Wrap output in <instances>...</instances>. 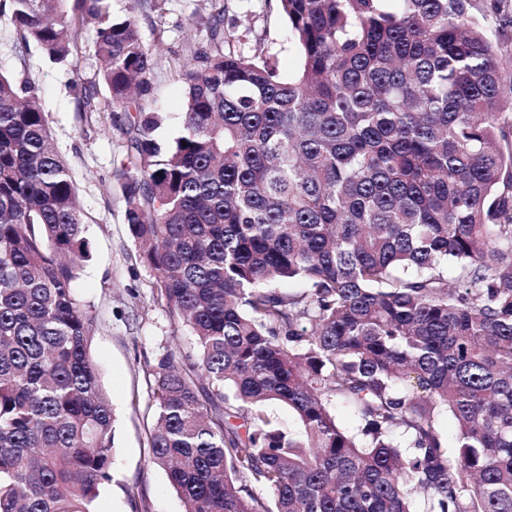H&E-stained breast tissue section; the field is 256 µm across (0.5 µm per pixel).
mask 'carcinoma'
<instances>
[{
    "instance_id": "carcinoma-1",
    "label": "carcinoma",
    "mask_w": 512,
    "mask_h": 512,
    "mask_svg": "<svg viewBox=\"0 0 512 512\" xmlns=\"http://www.w3.org/2000/svg\"><path fill=\"white\" fill-rule=\"evenodd\" d=\"M67 2L3 7L55 63L99 23L108 107L135 109L126 224L197 345L148 402L185 512H512V69L473 0H280L286 77L217 16L171 144L133 15ZM88 256L35 91L0 74V512H92L112 482Z\"/></svg>"
}]
</instances>
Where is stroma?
Listing matches in <instances>:
<instances>
[{
  "label": "stroma",
  "mask_w": 512,
  "mask_h": 512,
  "mask_svg": "<svg viewBox=\"0 0 512 512\" xmlns=\"http://www.w3.org/2000/svg\"><path fill=\"white\" fill-rule=\"evenodd\" d=\"M111 15L134 14L151 51L154 77L149 103L164 121L157 138L173 141L182 132L184 67L210 51L207 25L221 16L225 47L262 58L287 73L297 58L286 38L279 0H103ZM474 14L490 33L497 53L512 59V0H476ZM97 25L87 22L73 37L68 60L54 64L36 47H23L9 12H0V72L25 79L37 91L52 143L77 187L86 262L75 292L93 317L90 355L116 412L112 482L93 504L94 512H183L166 473L151 460L147 435L152 413L148 383L160 355L195 356L192 336L153 299V271L143 262L125 222L116 171L131 151L129 115L106 105L99 86L101 63L94 53ZM95 89L91 102L81 91Z\"/></svg>",
  "instance_id": "stroma-1"
}]
</instances>
